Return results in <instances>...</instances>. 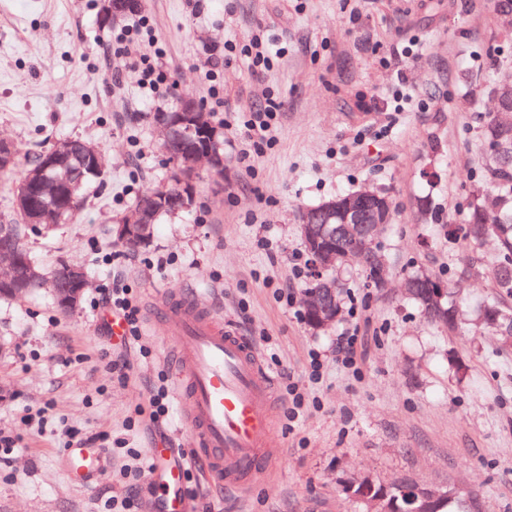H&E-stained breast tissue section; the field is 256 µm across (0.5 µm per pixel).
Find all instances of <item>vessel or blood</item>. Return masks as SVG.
<instances>
[{
	"mask_svg": "<svg viewBox=\"0 0 512 512\" xmlns=\"http://www.w3.org/2000/svg\"><path fill=\"white\" fill-rule=\"evenodd\" d=\"M155 306L170 329L174 391L188 406L184 422L193 437V455L216 491H250L277 469L282 454L272 441L273 377L252 341L225 324L218 311L164 290L156 292ZM64 455L80 478L94 475L103 460L99 448H68ZM150 457L153 484L167 499L169 512H186L176 496L185 472L172 448H151Z\"/></svg>",
	"mask_w": 512,
	"mask_h": 512,
	"instance_id": "vessel-or-blood-1",
	"label": "vessel or blood"
}]
</instances>
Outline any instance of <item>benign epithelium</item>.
<instances>
[{"mask_svg":"<svg viewBox=\"0 0 512 512\" xmlns=\"http://www.w3.org/2000/svg\"><path fill=\"white\" fill-rule=\"evenodd\" d=\"M141 5V0H103L102 15L105 21L117 23L136 12ZM157 131L164 153L175 164L172 176L174 188L165 186L148 195L145 202L134 207L121 223L115 225L113 234L120 243L141 245L149 242L152 236L151 222L158 209L188 208L193 202L194 183L201 164H207L219 174L224 173V156L216 144L217 132L208 123L205 111L193 99L183 98L176 111L159 120ZM66 153L64 149L60 155L47 159L32 171L28 182L17 186L18 209L26 208L29 185L39 183L46 188L72 180L70 171L57 173L65 165ZM82 156L90 168H102L101 154L96 146L82 144ZM391 217L392 201L389 195L366 186L300 211L299 232L319 271L316 291L306 295L304 302L315 329L329 328L340 316V307L336 306V277L327 274V271L336 268V263L345 266L356 262L362 267L370 263L378 271V287H387V279L384 278L386 257L381 253L368 255L363 243L370 238H378L386 225L391 223ZM338 232L350 241V246L341 251L336 250L335 245ZM14 252L11 228L3 224L0 226V269L6 261L9 267L7 274L0 273V290L17 297L23 294L18 283L32 282L37 275L21 269ZM41 287L52 289L59 307L69 312L77 308L87 281L81 268L66 265L60 272L43 277ZM419 287L424 289L428 299V318L440 320L444 312L441 301L446 295V288L429 276L420 280ZM355 486L354 481L348 483L346 492L363 504L365 512H392V504L385 495H375L365 485L356 492Z\"/></svg>","mask_w":512,"mask_h":512,"instance_id":"benign-epithelium-1","label":"benign epithelium"}]
</instances>
